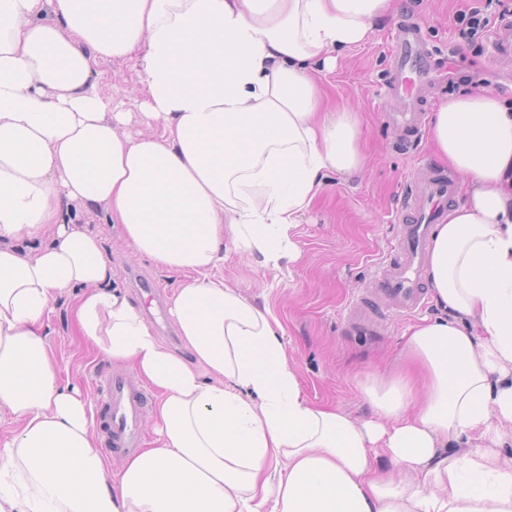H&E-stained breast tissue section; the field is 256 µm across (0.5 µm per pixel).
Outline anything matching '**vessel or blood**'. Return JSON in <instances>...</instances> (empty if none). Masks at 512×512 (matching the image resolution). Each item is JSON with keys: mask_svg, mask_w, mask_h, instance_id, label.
<instances>
[{"mask_svg": "<svg viewBox=\"0 0 512 512\" xmlns=\"http://www.w3.org/2000/svg\"><path fill=\"white\" fill-rule=\"evenodd\" d=\"M488 54L496 65L512 61V19H502L493 28ZM388 59L383 93L402 104L399 111L390 113L388 124L404 143L411 144L425 124L424 101L430 88L453 81L460 64L452 60L444 67L434 65L420 28L410 22L393 30ZM461 193V182L441 172L430 173L416 182L398 211L388 253L376 267L368 296L352 300L349 319L365 314L374 303L405 315L424 308L421 271L428 260L432 230L447 204ZM97 396L107 451L116 455L135 453L144 437L142 415L149 401L146 387L130 374L108 368L98 375Z\"/></svg>", "mask_w": 512, "mask_h": 512, "instance_id": "1", "label": "vessel or blood"}]
</instances>
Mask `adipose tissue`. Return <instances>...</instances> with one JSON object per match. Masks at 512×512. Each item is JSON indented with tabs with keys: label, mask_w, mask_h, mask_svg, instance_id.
Returning a JSON list of instances; mask_svg holds the SVG:
<instances>
[{
	"label": "adipose tissue",
	"mask_w": 512,
	"mask_h": 512,
	"mask_svg": "<svg viewBox=\"0 0 512 512\" xmlns=\"http://www.w3.org/2000/svg\"><path fill=\"white\" fill-rule=\"evenodd\" d=\"M398 0H0V512H512V102L442 99L429 138L466 179L425 277L438 315L405 367L369 379L375 420L303 395L269 303L221 273L279 270L329 173L364 164L360 117L318 76ZM135 58L141 121L122 130L100 62ZM102 211L134 255L182 275L165 347L112 285ZM36 240L23 252L20 240ZM74 330L158 393L150 447L110 471L86 396L42 327ZM380 456L384 465H373Z\"/></svg>",
	"instance_id": "1"
}]
</instances>
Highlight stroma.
<instances>
[{
  "label": "stroma",
  "instance_id": "1",
  "mask_svg": "<svg viewBox=\"0 0 512 512\" xmlns=\"http://www.w3.org/2000/svg\"><path fill=\"white\" fill-rule=\"evenodd\" d=\"M459 6V0H400L398 10L378 22L364 44L340 52L335 69L321 74L320 80L331 103H351L360 112L367 158L364 170L354 176L329 174L296 230L300 256L288 269L278 273L234 255L224 264V276L242 294L267 298L284 327L288 355L308 401L318 407L342 408L361 422L374 416L362 394L363 384L397 362L404 333L420 315L390 311L386 330L356 329L347 321L349 304L368 288L374 268L385 257L406 185L428 170L448 169L428 139L405 147L385 124L386 113L398 107L382 94L391 32L402 18L412 17L420 24L436 63L447 64L452 56L462 58L454 84L433 88L430 101L466 91L480 82L476 79L480 73L485 76L480 82L484 87L512 99V71L492 68L486 40L466 42L457 19ZM100 68L107 77L102 93L119 90L131 104L142 99L143 86L134 62L107 61ZM102 228L109 241L114 287L126 291L147 322L153 323L172 289L180 284V276L133 257L117 230ZM70 303L66 296L56 304L44 330L64 379L93 400L97 375L111 362L71 336Z\"/></svg>",
  "mask_w": 512,
  "mask_h": 512
}]
</instances>
